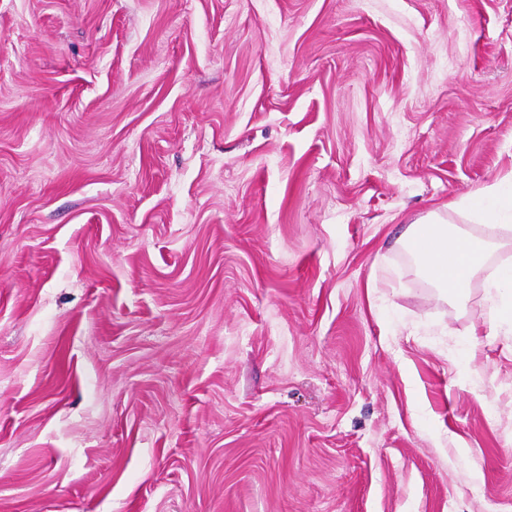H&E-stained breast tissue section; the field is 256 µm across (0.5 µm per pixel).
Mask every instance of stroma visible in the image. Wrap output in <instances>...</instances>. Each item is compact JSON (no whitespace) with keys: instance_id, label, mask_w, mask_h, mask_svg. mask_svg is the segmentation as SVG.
Returning <instances> with one entry per match:
<instances>
[{"instance_id":"1","label":"stroma","mask_w":512,"mask_h":512,"mask_svg":"<svg viewBox=\"0 0 512 512\" xmlns=\"http://www.w3.org/2000/svg\"><path fill=\"white\" fill-rule=\"evenodd\" d=\"M510 175L512 0H0V512H512ZM458 210L476 224L508 227L512 232V181L479 189L457 203ZM508 221V222H504ZM404 235L406 247L425 278L446 297L457 300L468 296L488 253L498 247L438 221L410 224ZM494 297L501 308L503 317L499 323H494L495 329L500 328L501 323L508 322L512 330V265L511 263L499 266L493 275L489 277Z\"/></svg>"}]
</instances>
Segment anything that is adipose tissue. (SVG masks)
Returning a JSON list of instances; mask_svg holds the SVG:
<instances>
[{
	"label": "adipose tissue",
	"mask_w": 512,
	"mask_h": 512,
	"mask_svg": "<svg viewBox=\"0 0 512 512\" xmlns=\"http://www.w3.org/2000/svg\"><path fill=\"white\" fill-rule=\"evenodd\" d=\"M458 210L477 224L497 227L512 222V181L479 189L462 198ZM405 243L425 278L446 296H468L473 278L482 270L492 242L438 221L410 225Z\"/></svg>",
	"instance_id": "ef3b65f1"
}]
</instances>
